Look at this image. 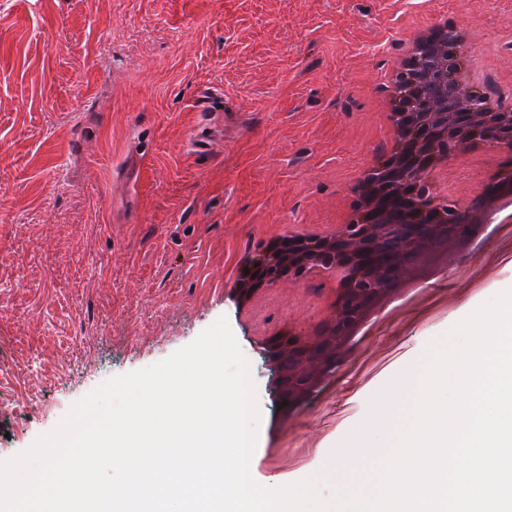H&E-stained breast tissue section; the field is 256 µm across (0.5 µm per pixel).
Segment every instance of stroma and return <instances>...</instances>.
Segmentation results:
<instances>
[{
  "label": "stroma",
  "instance_id": "35a3bbf8",
  "mask_svg": "<svg viewBox=\"0 0 512 512\" xmlns=\"http://www.w3.org/2000/svg\"><path fill=\"white\" fill-rule=\"evenodd\" d=\"M0 0V450L17 455L106 379L169 357L219 317L247 359L282 283L224 295L266 233L338 222L350 175L386 159L375 112L398 38L444 0ZM480 82L512 79V0H458ZM214 97L221 117L202 112ZM512 287V227L395 303L334 385L250 472L296 482L346 448L391 378Z\"/></svg>",
  "mask_w": 512,
  "mask_h": 512
}]
</instances>
